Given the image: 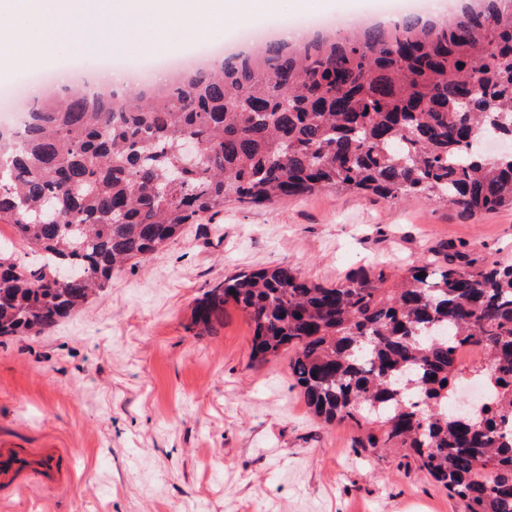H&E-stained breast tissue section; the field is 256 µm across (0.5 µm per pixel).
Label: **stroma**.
<instances>
[{
	"label": "stroma",
	"instance_id": "obj_1",
	"mask_svg": "<svg viewBox=\"0 0 512 512\" xmlns=\"http://www.w3.org/2000/svg\"><path fill=\"white\" fill-rule=\"evenodd\" d=\"M273 2L272 23L366 5ZM439 246L512 263V210L325 190L185 225L44 335L0 338V444L65 448L72 467L65 488L0 492V512H463L402 450L356 447V426L317 419L288 353L251 359L235 306L209 335L192 323L196 298L242 270L287 265L331 285L379 263L404 272Z\"/></svg>",
	"mask_w": 512,
	"mask_h": 512
}]
</instances>
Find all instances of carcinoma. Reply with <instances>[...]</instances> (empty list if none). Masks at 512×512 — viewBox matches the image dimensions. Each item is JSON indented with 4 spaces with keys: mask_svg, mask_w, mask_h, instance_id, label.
Segmentation results:
<instances>
[{
    "mask_svg": "<svg viewBox=\"0 0 512 512\" xmlns=\"http://www.w3.org/2000/svg\"><path fill=\"white\" fill-rule=\"evenodd\" d=\"M0 127V337L39 336L112 273L160 255L186 224L234 199L271 204L323 189L512 209V0H472L454 21L419 13L300 42L265 40L158 82L54 85ZM232 304L251 358L287 351L289 374L360 448H405L464 512H512V263L430 250L335 285L281 265L202 293L207 332ZM486 355L465 369L456 348ZM491 400L452 412L466 374Z\"/></svg>",
    "mask_w": 512,
    "mask_h": 512,
    "instance_id": "cac0c4a2",
    "label": "carcinoma"
}]
</instances>
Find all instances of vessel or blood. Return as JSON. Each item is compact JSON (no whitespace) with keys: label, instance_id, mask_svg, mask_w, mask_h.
Segmentation results:
<instances>
[{"label":"vessel or blood","instance_id":"1","mask_svg":"<svg viewBox=\"0 0 512 512\" xmlns=\"http://www.w3.org/2000/svg\"><path fill=\"white\" fill-rule=\"evenodd\" d=\"M33 478L49 489L69 482L68 451L62 448H0V490H15Z\"/></svg>","mask_w":512,"mask_h":512}]
</instances>
